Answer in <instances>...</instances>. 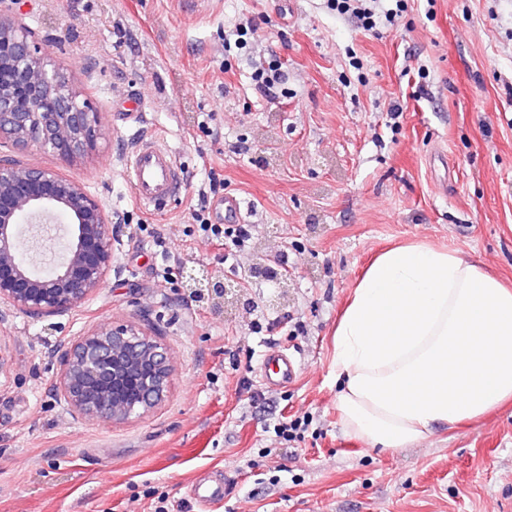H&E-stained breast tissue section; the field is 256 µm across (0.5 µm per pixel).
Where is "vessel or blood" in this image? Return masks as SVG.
Returning <instances> with one entry per match:
<instances>
[{"instance_id":"obj_1","label":"vessel or blood","mask_w":512,"mask_h":512,"mask_svg":"<svg viewBox=\"0 0 512 512\" xmlns=\"http://www.w3.org/2000/svg\"><path fill=\"white\" fill-rule=\"evenodd\" d=\"M127 173L134 199L153 212L162 211L185 190L173 152L155 140H144L137 145L129 158ZM298 370L297 361L278 350L267 354L261 364L262 379L272 388H284L294 383ZM188 490L190 498L205 510L223 502L227 482L197 478L190 482Z\"/></svg>"}]
</instances>
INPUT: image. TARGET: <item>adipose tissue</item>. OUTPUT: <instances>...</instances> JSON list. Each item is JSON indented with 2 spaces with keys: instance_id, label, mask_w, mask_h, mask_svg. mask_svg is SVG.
Here are the masks:
<instances>
[{
  "instance_id": "1",
  "label": "adipose tissue",
  "mask_w": 512,
  "mask_h": 512,
  "mask_svg": "<svg viewBox=\"0 0 512 512\" xmlns=\"http://www.w3.org/2000/svg\"><path fill=\"white\" fill-rule=\"evenodd\" d=\"M336 409L370 446L404 448L512 398V289L464 254H379L334 332Z\"/></svg>"
}]
</instances>
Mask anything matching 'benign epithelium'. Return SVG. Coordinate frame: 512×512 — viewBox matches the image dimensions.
<instances>
[{
	"mask_svg": "<svg viewBox=\"0 0 512 512\" xmlns=\"http://www.w3.org/2000/svg\"><path fill=\"white\" fill-rule=\"evenodd\" d=\"M0 0V145L71 163L102 138L99 113ZM112 215L83 183L0 156V305L45 315L71 310L104 287L117 260ZM167 347L135 324L96 327L70 344L56 380L68 407L123 422L167 398Z\"/></svg>",
	"mask_w": 512,
	"mask_h": 512,
	"instance_id": "7a95c632",
	"label": "benign epithelium"
}]
</instances>
